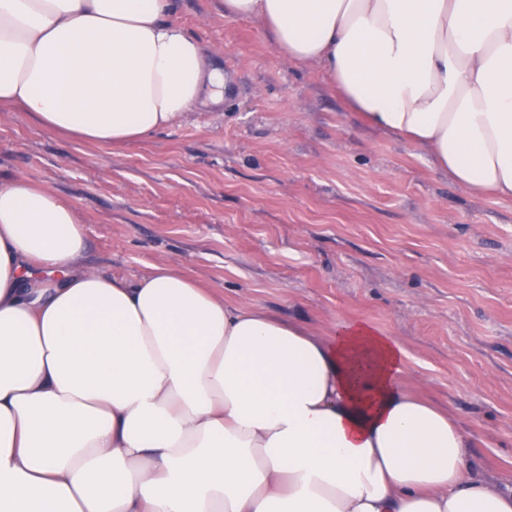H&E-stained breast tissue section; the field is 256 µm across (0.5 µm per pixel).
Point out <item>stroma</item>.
Returning a JSON list of instances; mask_svg holds the SVG:
<instances>
[{"label":"stroma","mask_w":512,"mask_h":512,"mask_svg":"<svg viewBox=\"0 0 512 512\" xmlns=\"http://www.w3.org/2000/svg\"><path fill=\"white\" fill-rule=\"evenodd\" d=\"M174 18L224 72L223 102L113 149L0 109V181L60 196L108 276L175 265L324 336L370 323L456 419L472 464L512 485V200L355 118L262 22L224 16L221 0H176Z\"/></svg>","instance_id":"35a3bbf8"}]
</instances>
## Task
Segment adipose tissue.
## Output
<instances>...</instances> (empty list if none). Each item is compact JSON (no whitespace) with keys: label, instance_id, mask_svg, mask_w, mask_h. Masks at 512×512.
<instances>
[{"label":"adipose tissue","instance_id":"obj_1","mask_svg":"<svg viewBox=\"0 0 512 512\" xmlns=\"http://www.w3.org/2000/svg\"><path fill=\"white\" fill-rule=\"evenodd\" d=\"M351 113L512 199V0H223ZM173 0H0V107L99 146L152 137L224 74ZM75 211L0 182V512H512L407 354L323 336L183 269L90 266Z\"/></svg>","mask_w":512,"mask_h":512}]
</instances>
